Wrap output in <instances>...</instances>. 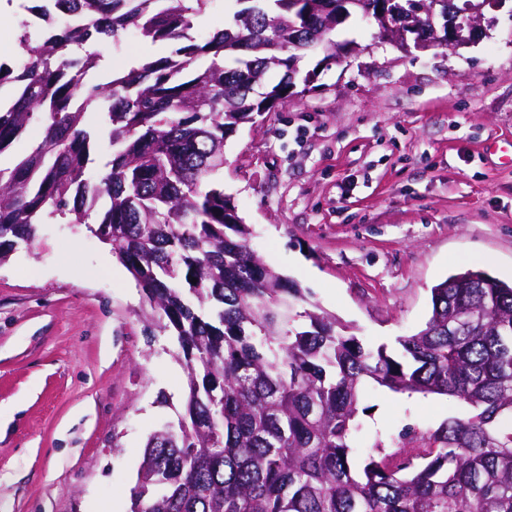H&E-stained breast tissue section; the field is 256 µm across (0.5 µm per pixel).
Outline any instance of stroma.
Instances as JSON below:
<instances>
[{
    "instance_id": "35a3bbf8",
    "label": "stroma",
    "mask_w": 512,
    "mask_h": 512,
    "mask_svg": "<svg viewBox=\"0 0 512 512\" xmlns=\"http://www.w3.org/2000/svg\"><path fill=\"white\" fill-rule=\"evenodd\" d=\"M479 41L403 52L359 17L308 52L319 74L224 150V193L263 262L310 301L396 354L430 312V290L481 269L512 281V0L486 10ZM123 38L111 69L171 56ZM148 306L110 244L57 218L0 264V512L130 510L149 434L185 406L169 337H145ZM375 438L467 417L440 396L369 389Z\"/></svg>"
}]
</instances>
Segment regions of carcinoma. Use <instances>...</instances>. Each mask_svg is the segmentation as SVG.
<instances>
[{
    "mask_svg": "<svg viewBox=\"0 0 512 512\" xmlns=\"http://www.w3.org/2000/svg\"><path fill=\"white\" fill-rule=\"evenodd\" d=\"M44 0L78 24L31 37L20 72L0 62V154L39 116L36 148L0 167V262L47 218L85 224L131 273L186 370V413L147 438L130 512H512V284L467 269L431 288V312L399 336L402 360L364 344L335 315L251 250L224 195L227 138L297 94L310 44L336 59V29L357 4L231 0L224 30L187 36L209 0ZM391 20L416 0H371ZM167 40L174 56L87 84L98 47L127 31ZM270 72L280 74L268 84ZM107 105L112 159L92 176L100 135L87 112ZM452 396L464 419L390 453L378 438L355 455L366 385Z\"/></svg>",
    "mask_w": 512,
    "mask_h": 512,
    "instance_id": "obj_1",
    "label": "carcinoma"
}]
</instances>
